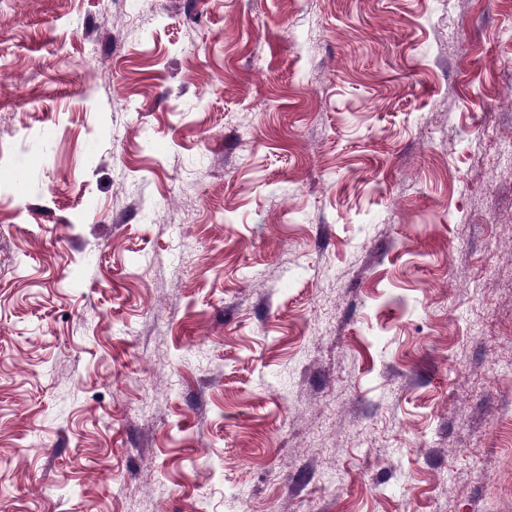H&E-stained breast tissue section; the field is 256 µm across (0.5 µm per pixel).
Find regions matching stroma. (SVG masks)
Here are the masks:
<instances>
[{
    "label": "stroma",
    "instance_id": "stroma-1",
    "mask_svg": "<svg viewBox=\"0 0 512 512\" xmlns=\"http://www.w3.org/2000/svg\"><path fill=\"white\" fill-rule=\"evenodd\" d=\"M512 0H0V512H512Z\"/></svg>",
    "mask_w": 512,
    "mask_h": 512
}]
</instances>
